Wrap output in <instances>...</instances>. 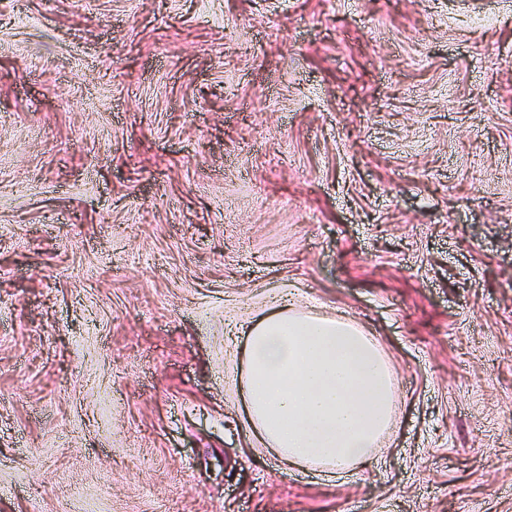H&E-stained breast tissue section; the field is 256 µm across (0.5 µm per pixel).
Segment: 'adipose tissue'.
Wrapping results in <instances>:
<instances>
[{
	"label": "adipose tissue",
	"mask_w": 512,
	"mask_h": 512,
	"mask_svg": "<svg viewBox=\"0 0 512 512\" xmlns=\"http://www.w3.org/2000/svg\"><path fill=\"white\" fill-rule=\"evenodd\" d=\"M248 422L284 461L366 465L392 425L391 366L361 326L286 305L247 333Z\"/></svg>",
	"instance_id": "1"
}]
</instances>
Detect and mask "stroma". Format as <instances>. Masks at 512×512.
<instances>
[{
  "label": "stroma",
  "mask_w": 512,
  "mask_h": 512,
  "mask_svg": "<svg viewBox=\"0 0 512 512\" xmlns=\"http://www.w3.org/2000/svg\"><path fill=\"white\" fill-rule=\"evenodd\" d=\"M284 294L358 470L249 433ZM0 512H512V0H0ZM244 391L254 435L293 465H366L392 426L391 366L349 319L292 304L247 333Z\"/></svg>",
  "instance_id": "1"
}]
</instances>
